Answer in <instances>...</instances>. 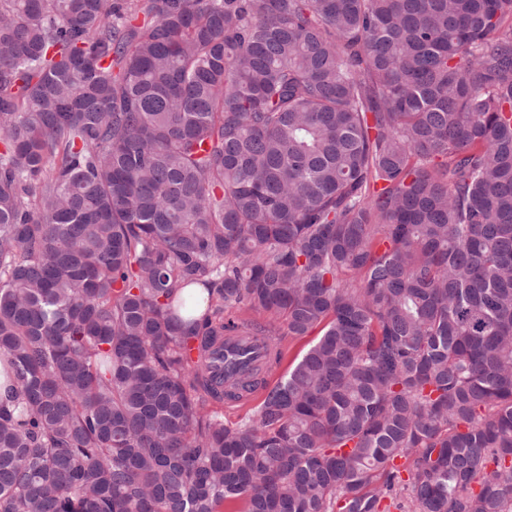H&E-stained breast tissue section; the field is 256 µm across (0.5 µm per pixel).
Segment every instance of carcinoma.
<instances>
[{
  "mask_svg": "<svg viewBox=\"0 0 512 512\" xmlns=\"http://www.w3.org/2000/svg\"><path fill=\"white\" fill-rule=\"evenodd\" d=\"M2 356L0 512H512V0H0ZM318 332L316 330L304 337H288L286 334L282 337L279 345L283 352V358L279 364L273 365L265 375V380L269 386H273L288 370L294 359L301 356L317 340Z\"/></svg>",
  "mask_w": 512,
  "mask_h": 512,
  "instance_id": "carcinoma-1",
  "label": "carcinoma"
}]
</instances>
